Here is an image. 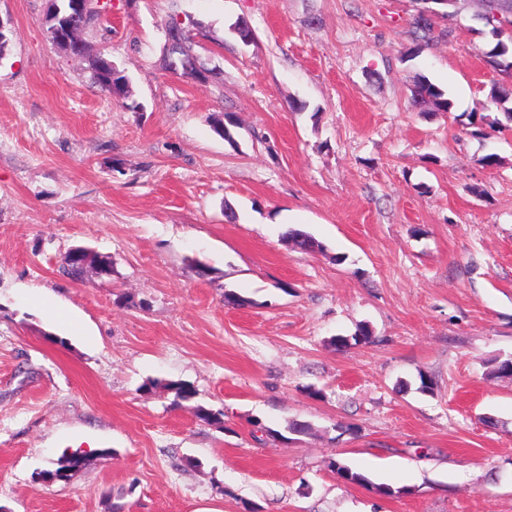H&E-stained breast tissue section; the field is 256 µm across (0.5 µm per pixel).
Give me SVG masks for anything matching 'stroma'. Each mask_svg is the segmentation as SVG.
<instances>
[{
  "label": "stroma",
  "mask_w": 512,
  "mask_h": 512,
  "mask_svg": "<svg viewBox=\"0 0 512 512\" xmlns=\"http://www.w3.org/2000/svg\"><path fill=\"white\" fill-rule=\"evenodd\" d=\"M418 9L112 0L85 40L128 77L126 108L50 41L46 0H0L5 512H512V376L491 374L512 358V127L457 121L495 117L508 76L471 6L405 59ZM174 18L201 22L220 81L165 71ZM418 73L450 111L412 106ZM78 246L111 275L65 276ZM75 453L72 478L35 481Z\"/></svg>",
  "instance_id": "stroma-1"
}]
</instances>
